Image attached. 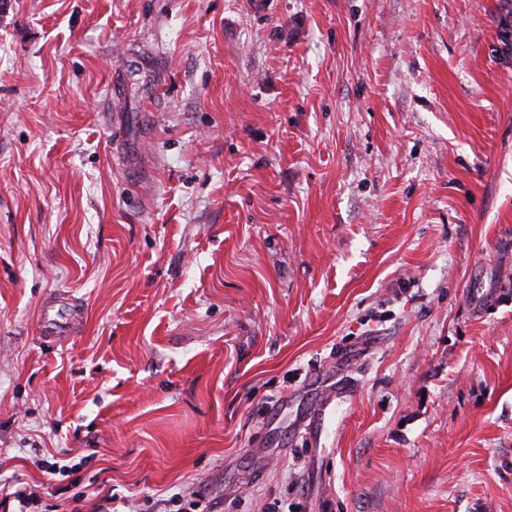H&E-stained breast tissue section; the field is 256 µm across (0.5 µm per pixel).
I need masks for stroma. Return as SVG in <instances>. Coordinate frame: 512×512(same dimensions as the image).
<instances>
[{"label":"stroma","mask_w":512,"mask_h":512,"mask_svg":"<svg viewBox=\"0 0 512 512\" xmlns=\"http://www.w3.org/2000/svg\"><path fill=\"white\" fill-rule=\"evenodd\" d=\"M497 3L0 0V492L512 512Z\"/></svg>","instance_id":"obj_1"}]
</instances>
